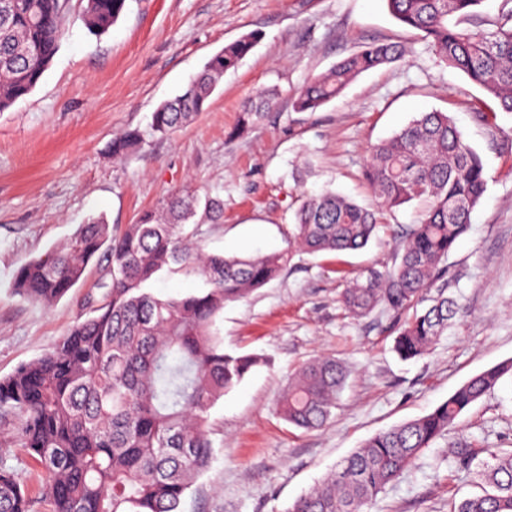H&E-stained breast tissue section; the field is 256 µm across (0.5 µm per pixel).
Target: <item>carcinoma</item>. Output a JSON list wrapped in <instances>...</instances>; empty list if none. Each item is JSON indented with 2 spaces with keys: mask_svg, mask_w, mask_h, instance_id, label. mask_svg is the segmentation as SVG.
Wrapping results in <instances>:
<instances>
[{
  "mask_svg": "<svg viewBox=\"0 0 512 512\" xmlns=\"http://www.w3.org/2000/svg\"><path fill=\"white\" fill-rule=\"evenodd\" d=\"M385 2L399 24L423 34L445 66L461 71L497 111L512 112V0H501L492 24L478 11L484 0ZM67 7L68 0H0V112L42 79L64 36ZM126 7L127 0H86L88 33L105 34ZM255 41V34H245L211 56L181 94L157 107L147 130L115 138L112 154L168 137L203 111L224 72L236 68ZM401 57L395 43H366L310 78L294 106L314 112L361 74ZM273 105V96L258 94L246 102L242 123L262 119ZM473 114L496 142V111L478 104ZM363 176L375 206L329 189L304 193L293 242L309 253L360 250L385 214L421 205L399 262L368 271L341 295L356 317L379 307L391 311L399 324L394 351L416 359L458 313L457 300L448 296L447 261L486 191L483 160L448 113L424 112L370 147ZM223 215L218 194L175 192L122 228L92 217L63 245L16 271L18 294L50 306L84 279L94 259L108 262L105 292L90 300L92 315L78 319L44 356L0 379V409L17 416V438L40 469L52 512H181L192 480L210 466V409L263 363L255 355L224 352V304L264 286L292 258L289 249L250 257L205 251L201 226ZM175 276L198 287L176 297L154 292L156 281ZM507 375L512 361L474 375L426 415L373 435L286 512H366ZM346 378L336 358L309 359L289 377L279 415L305 431L322 428ZM484 453L490 460L477 476L490 490L451 504L450 512H512V451H452L464 469ZM30 508L28 491L1 469L0 512Z\"/></svg>",
  "mask_w": 512,
  "mask_h": 512,
  "instance_id": "obj_1",
  "label": "carcinoma"
}]
</instances>
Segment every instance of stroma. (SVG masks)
<instances>
[{"label":"stroma","instance_id":"obj_1","mask_svg":"<svg viewBox=\"0 0 512 512\" xmlns=\"http://www.w3.org/2000/svg\"><path fill=\"white\" fill-rule=\"evenodd\" d=\"M81 0H70L65 34L32 93L0 112V378L47 353L102 294L104 261L52 305L20 297L17 268L61 245L89 216L136 223L172 192L189 187L224 199V219L205 225L207 251L267 254L287 247L302 192L336 190L357 203L375 199L361 177L369 147L420 113L441 110L481 154L487 190L448 257L460 312L424 356L393 350V315L363 318L339 302L350 281L393 266L416 206L387 215L356 251H294L286 269L246 299L224 306V350L265 363L210 411L213 459L187 491L182 512H286L345 457L380 430L421 417L474 375L512 361V113H498L490 146L472 106L484 97L442 65L385 0H129L101 37L88 34ZM260 36L225 72L208 107L164 139L112 154L120 133L146 127L205 62L241 35ZM371 41L407 53L363 74L314 112L297 111L296 92ZM274 94L259 122L238 129L246 100ZM330 355L348 378L330 421L303 431L275 412L288 377L304 361ZM0 411V469L29 491L32 512H51L40 472ZM512 450V379L475 402L456 428L379 494L369 512H448L478 493L474 474L456 471L452 449Z\"/></svg>","mask_w":512,"mask_h":512}]
</instances>
